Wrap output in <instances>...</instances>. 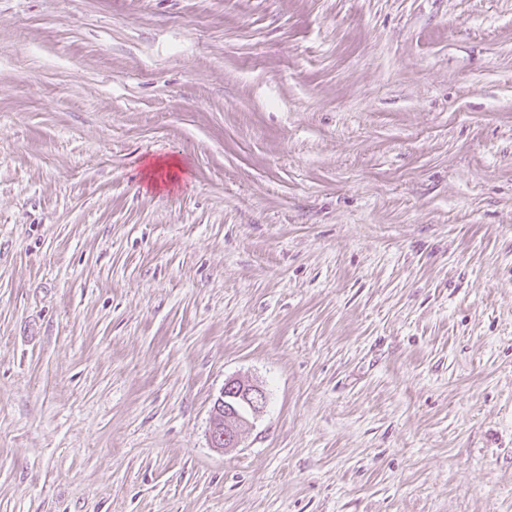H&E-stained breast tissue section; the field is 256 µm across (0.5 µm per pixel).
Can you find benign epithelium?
<instances>
[{"instance_id":"1","label":"benign epithelium","mask_w":512,"mask_h":512,"mask_svg":"<svg viewBox=\"0 0 512 512\" xmlns=\"http://www.w3.org/2000/svg\"><path fill=\"white\" fill-rule=\"evenodd\" d=\"M266 392L252 382L236 377L225 380L210 417L211 446L235 448L240 443L241 428L263 411Z\"/></svg>"}]
</instances>
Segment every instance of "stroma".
I'll return each instance as SVG.
<instances>
[{
    "label": "stroma",
    "instance_id": "stroma-1",
    "mask_svg": "<svg viewBox=\"0 0 512 512\" xmlns=\"http://www.w3.org/2000/svg\"><path fill=\"white\" fill-rule=\"evenodd\" d=\"M0 512H512V0H0ZM177 169L181 172H184L183 166L180 161L174 160H164L163 158L151 159L144 169V179L148 180V186L153 189H160L161 183L169 188L176 181H178L177 174L173 173V170ZM167 170L166 178L164 179V171ZM159 175V177H158ZM161 182V183H160ZM265 404L266 392L261 386L236 377L226 379L211 412V446L222 450L237 447L242 426L260 414ZM225 408L235 413L233 426L225 427Z\"/></svg>",
    "mask_w": 512,
    "mask_h": 512
}]
</instances>
